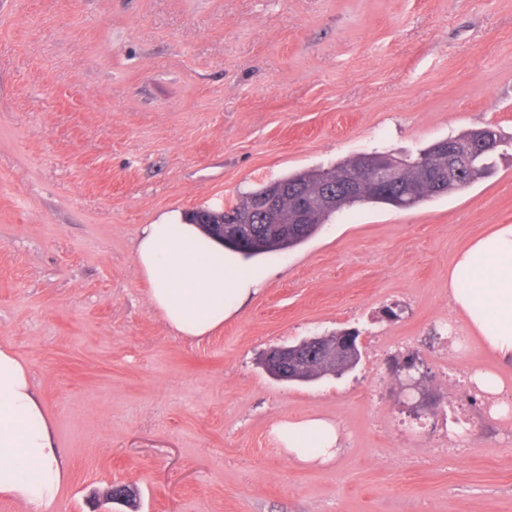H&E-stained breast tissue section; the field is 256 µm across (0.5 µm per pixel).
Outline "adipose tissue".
<instances>
[{
	"label": "adipose tissue",
	"mask_w": 512,
	"mask_h": 512,
	"mask_svg": "<svg viewBox=\"0 0 512 512\" xmlns=\"http://www.w3.org/2000/svg\"><path fill=\"white\" fill-rule=\"evenodd\" d=\"M135 263L151 306L187 339L222 329L258 284L253 270L230 263L223 245L180 212L143 226ZM448 303L502 367L512 366V224L495 225L457 254ZM273 432L288 458L306 466L329 465L340 450L336 424L322 417L289 420ZM65 481L28 367L11 346L0 345V495L27 512H47Z\"/></svg>",
	"instance_id": "ef3b65f1"
}]
</instances>
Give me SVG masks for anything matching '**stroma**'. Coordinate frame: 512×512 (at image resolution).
Listing matches in <instances>:
<instances>
[{"instance_id":"stroma-1","label":"stroma","mask_w":512,"mask_h":512,"mask_svg":"<svg viewBox=\"0 0 512 512\" xmlns=\"http://www.w3.org/2000/svg\"><path fill=\"white\" fill-rule=\"evenodd\" d=\"M512 136V0H0V343L27 364L66 483L48 512H512V431L429 450L457 253L512 224V154L412 209H344L203 340L149 305L134 245L172 211L364 153ZM342 329L361 360L282 381L272 347ZM426 378L404 394L391 348ZM342 447L291 461L275 424ZM114 484L135 507L104 498ZM280 448L289 459L311 467L331 464L340 451L335 423L318 416L289 420L273 428Z\"/></svg>"}]
</instances>
